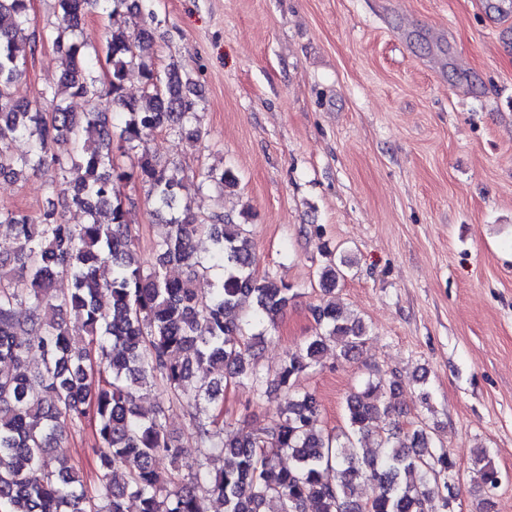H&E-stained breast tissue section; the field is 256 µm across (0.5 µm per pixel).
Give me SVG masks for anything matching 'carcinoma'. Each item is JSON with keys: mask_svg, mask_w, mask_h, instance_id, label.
Here are the masks:
<instances>
[{"mask_svg": "<svg viewBox=\"0 0 512 512\" xmlns=\"http://www.w3.org/2000/svg\"><path fill=\"white\" fill-rule=\"evenodd\" d=\"M57 23L42 37L52 41L68 69L61 88L47 90L46 109H33L16 94V83L36 41L17 40L30 27V0H0V176L12 180L30 170L51 177L62 205L82 211L83 224H70L57 206L37 216L0 211L12 235L0 242V512H455L448 476L456 462L419 422L406 429L396 419L402 382L367 379L346 397V423L338 432L321 425L315 396L297 382L321 365L324 353L351 358L366 341L367 326L336 296L348 261L329 260L319 272L323 298L312 308L320 332L287 353L269 387L284 395L278 420L252 437H241L220 420L224 388L250 380L262 383L255 348L298 292L288 284L254 277L250 230L220 214L197 215L181 196L183 169L174 160L147 155L126 170L114 163L112 115L123 116L119 140L142 141L157 130L202 135L189 82L178 67L153 62L151 10L142 0H56ZM145 14L139 29L126 25L131 11ZM91 12L107 20L105 43L83 38ZM105 69L106 79L96 75ZM144 79L140 97L125 93L129 71ZM88 103L83 112L69 100ZM70 141L62 154L59 141ZM24 140L27 154L12 144ZM98 141L99 149L88 143ZM201 183L224 189L237 185L230 169L208 167ZM136 180L158 213L168 215L167 235L156 245L154 265L135 258L130 208L117 185ZM211 242L207 256L197 240ZM112 265V279L99 269ZM177 265L182 276L168 268ZM70 288L59 291L53 282ZM208 283L207 291L197 288ZM109 292L110 302L100 296ZM252 305L245 306L246 300ZM26 309L25 321L16 318ZM82 321L85 335H71L65 316ZM205 369L210 381L195 378ZM160 387L168 401L186 408L201 457L186 461L168 430L164 410L145 415L141 390ZM90 426L97 458L94 485L59 459L52 448L65 437L61 423ZM376 439L380 452L359 448ZM170 460L164 474L156 459ZM292 460L286 466L283 457ZM216 458L221 466L209 469ZM481 484L497 487L499 473L485 450L473 460ZM372 485L361 502L355 491Z\"/></svg>", "mask_w": 512, "mask_h": 512, "instance_id": "carcinoma-1", "label": "carcinoma"}]
</instances>
